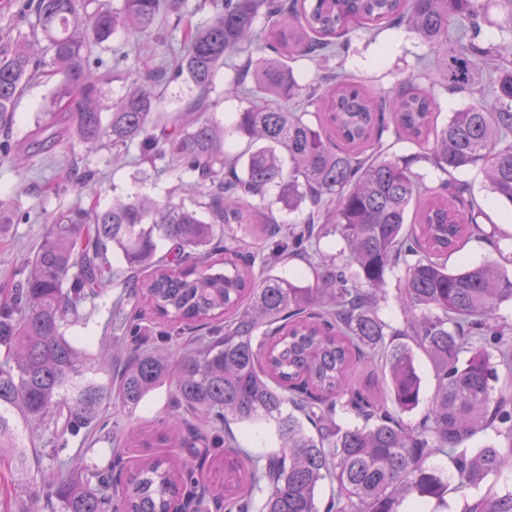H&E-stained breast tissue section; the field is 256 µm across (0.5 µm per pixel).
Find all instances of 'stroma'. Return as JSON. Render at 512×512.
Returning a JSON list of instances; mask_svg holds the SVG:
<instances>
[{
    "mask_svg": "<svg viewBox=\"0 0 512 512\" xmlns=\"http://www.w3.org/2000/svg\"><path fill=\"white\" fill-rule=\"evenodd\" d=\"M37 0H0V52L11 50L17 39L30 30L34 22ZM209 0H182L179 11L170 13L159 30V43L141 45L137 53H129L123 38H115L112 47L97 50L100 63L96 74L104 101L123 95L130 83L129 72L146 74L160 67H173L175 56L183 44L184 24H200L209 19ZM425 60L428 70L436 62L429 51L408 29L389 27L376 39L350 34L349 48L341 59L343 69L355 81L364 84L375 96L382 98L396 90L400 81L414 72L418 60ZM234 76L233 64L221 68L215 86L208 94L212 115L232 123L237 112L248 107L246 95H225L227 81ZM53 83L41 77L28 82L17 102L20 121L16 137L34 128L43 117L42 108L51 96ZM93 171L94 179L79 187L84 171ZM457 180L467 182L486 214L479 230L467 238L461 251L450 256V267L478 265L499 260L501 252L512 250V236L503 231L501 221L512 216V207L501 202L487 188L483 173L476 168L457 173ZM148 196L163 201L180 200L182 193L174 174L157 173L141 155L137 146L113 148L109 139H102L91 151L63 141L42 151L32 150L24 165L0 158V203L12 221L0 224V288L10 287L14 274L38 246L45 224L57 214L77 203L99 202L107 205L113 198ZM84 324L69 328L72 336L92 337L85 351L97 357L96 339L118 336L122 321L112 315L110 306L98 298L84 305ZM168 387H161L134 414L118 407L108 409L109 423L93 437L70 438L66 454L73 463L129 472L142 456L139 448L116 449L114 441L128 428H141L148 438L162 434L172 411Z\"/></svg>",
    "mask_w": 512,
    "mask_h": 512,
    "instance_id": "1",
    "label": "stroma"
}]
</instances>
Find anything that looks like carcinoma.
Here are the masks:
<instances>
[{
  "label": "carcinoma",
  "mask_w": 512,
  "mask_h": 512,
  "mask_svg": "<svg viewBox=\"0 0 512 512\" xmlns=\"http://www.w3.org/2000/svg\"><path fill=\"white\" fill-rule=\"evenodd\" d=\"M161 2L37 0L31 38L0 55V132L14 125L27 79L55 80L45 120L21 142L0 143L1 155L19 165L23 145L65 136L88 150L104 137L115 147L135 143L175 173L192 201L78 204L46 225L0 297V459L29 498L25 512L41 501L48 512H171L184 486L196 483L195 457L173 451L182 430L198 432L195 420L218 426L207 447L222 449L213 460L224 480L210 496L224 512H398L411 495L440 502L448 481L427 466L438 453L448 457L456 489L485 488L464 512H512V492L490 482L512 465V326L496 318L512 301V254L448 268L484 210L468 184L428 185L383 141L393 130L449 176L479 168L492 193L512 204V0H211L213 15L188 30L173 74H187L200 91L186 110L157 111L152 86L136 80L105 106L93 50L120 31L157 40ZM262 13L270 21L264 48L275 56L255 60ZM452 19L460 29L450 40ZM384 23L405 26L434 54L429 87L411 76L379 104L338 72L303 83L288 65L326 64L345 48L341 37L361 30L374 38ZM488 26L504 38L486 41ZM40 38L47 60L33 53ZM242 53L256 91L279 105L250 106L227 127L208 115L206 92L225 60ZM438 84L469 96L442 125ZM234 134L244 146L230 152L225 141ZM306 200L313 210L302 224L274 222V203L293 210ZM332 231L352 262L328 269L320 286L255 273L258 260L313 264V242ZM221 246L224 271L215 272L210 258ZM111 249L123 269H114ZM395 267L404 269L400 331L376 313ZM119 276L128 299L154 319L177 332L188 323L205 332L175 357L164 345L127 353L124 342L100 345L102 357L126 353L114 393L128 412L169 384L174 414L160 442L172 450L141 459L125 479L95 468L71 478L59 458L66 436L90 434L109 395L66 332ZM415 347L428 356L436 388L411 425L401 414L420 403ZM359 368L380 371L383 387L353 383ZM345 411L362 425L342 427ZM233 423L264 431L278 449L251 455ZM490 427L500 446L469 447ZM35 430L52 444L45 470L33 467ZM326 484L333 493L321 508Z\"/></svg>",
  "instance_id": "1"
}]
</instances>
